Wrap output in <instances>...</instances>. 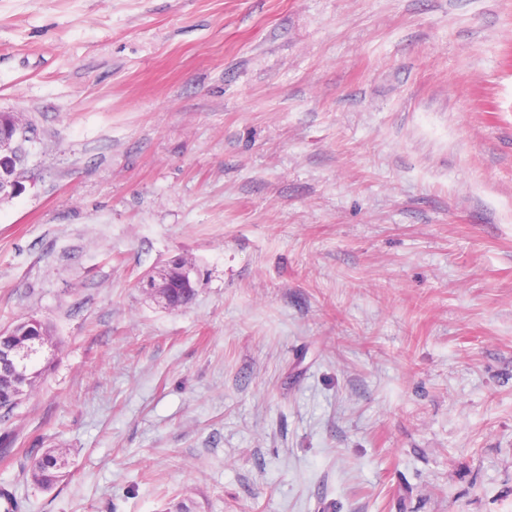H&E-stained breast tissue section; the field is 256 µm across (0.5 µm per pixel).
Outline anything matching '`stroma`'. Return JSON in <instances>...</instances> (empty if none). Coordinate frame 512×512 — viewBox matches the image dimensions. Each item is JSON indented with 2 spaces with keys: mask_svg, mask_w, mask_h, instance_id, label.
Segmentation results:
<instances>
[{
  "mask_svg": "<svg viewBox=\"0 0 512 512\" xmlns=\"http://www.w3.org/2000/svg\"><path fill=\"white\" fill-rule=\"evenodd\" d=\"M0 112L26 512H512V0H0ZM26 158L25 148L22 147L20 153L10 155H0V196H8L11 189L18 183V175L22 170V164ZM171 268L164 267L148 275L146 288L150 296L158 303H161L167 308L179 309L191 302L195 295V288H185L183 283L177 285L178 288H172L171 307L167 290L171 285ZM52 336L51 328L38 320L20 319L8 328L0 331L2 345H26L33 343L42 346ZM73 476L68 470V462L54 450L45 452L28 471V478L46 490L59 483L69 482Z\"/></svg>",
  "mask_w": 512,
  "mask_h": 512,
  "instance_id": "stroma-1",
  "label": "stroma"
}]
</instances>
